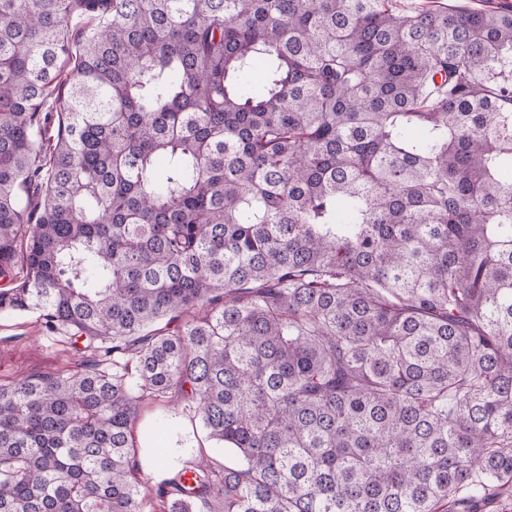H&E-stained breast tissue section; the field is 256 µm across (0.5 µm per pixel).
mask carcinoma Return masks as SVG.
I'll return each instance as SVG.
<instances>
[{
  "mask_svg": "<svg viewBox=\"0 0 512 512\" xmlns=\"http://www.w3.org/2000/svg\"><path fill=\"white\" fill-rule=\"evenodd\" d=\"M0 512L512 497V10L0 0ZM203 455L147 494L141 403ZM38 314L0 312V385L42 373L82 370L85 358L67 328L48 331Z\"/></svg>",
  "mask_w": 512,
  "mask_h": 512,
  "instance_id": "cac0c4a2",
  "label": "carcinoma"
}]
</instances>
